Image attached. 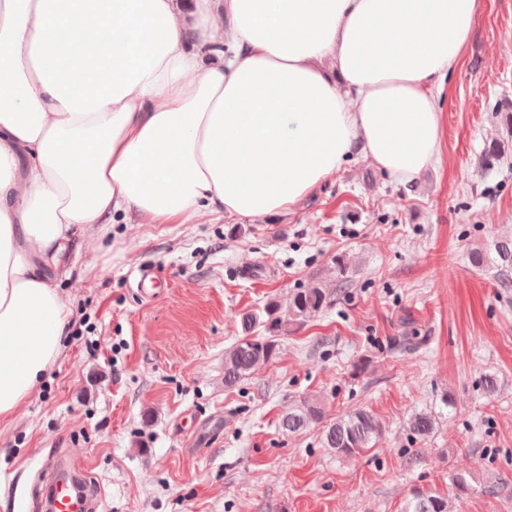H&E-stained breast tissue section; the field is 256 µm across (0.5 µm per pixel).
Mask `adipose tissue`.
Returning a JSON list of instances; mask_svg holds the SVG:
<instances>
[{
	"mask_svg": "<svg viewBox=\"0 0 512 512\" xmlns=\"http://www.w3.org/2000/svg\"><path fill=\"white\" fill-rule=\"evenodd\" d=\"M479 5L0 0V420L62 351L76 225L263 220L358 155L410 182Z\"/></svg>",
	"mask_w": 512,
	"mask_h": 512,
	"instance_id": "1",
	"label": "adipose tissue"
}]
</instances>
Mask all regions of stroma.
<instances>
[{
  "mask_svg": "<svg viewBox=\"0 0 512 512\" xmlns=\"http://www.w3.org/2000/svg\"><path fill=\"white\" fill-rule=\"evenodd\" d=\"M480 4L441 101L443 160L413 182L358 156L262 221L78 226L49 275L70 309L66 346L0 420V512H31L56 454L86 469L99 512H404L416 487L450 512H512V288L470 262L512 236V0ZM494 139L506 154L489 169ZM339 252L356 260L347 292L225 387L240 314L335 287ZM147 265L163 281L143 299L132 273ZM304 396L330 419L367 409L386 431L350 458L320 428L283 434ZM417 412L436 418L424 440L406 428ZM467 472L461 495L452 478Z\"/></svg>",
  "mask_w": 512,
  "mask_h": 512,
  "instance_id": "35a3bbf8",
  "label": "stroma"
}]
</instances>
